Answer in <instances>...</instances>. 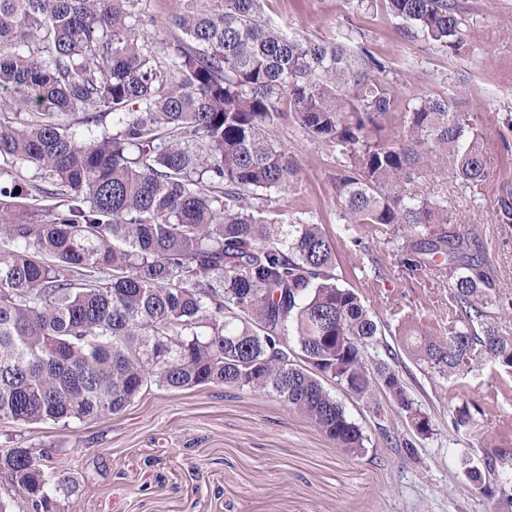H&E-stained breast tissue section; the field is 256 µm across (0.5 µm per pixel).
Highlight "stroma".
Here are the masks:
<instances>
[{
  "instance_id": "35a3bbf8",
  "label": "stroma",
  "mask_w": 512,
  "mask_h": 512,
  "mask_svg": "<svg viewBox=\"0 0 512 512\" xmlns=\"http://www.w3.org/2000/svg\"><path fill=\"white\" fill-rule=\"evenodd\" d=\"M467 19L459 53L410 34L402 19L374 0H265L273 23L325 40L366 45L390 63L388 82L400 99L462 93L485 140L488 178L481 189L439 181L447 189L454 226L476 233L485 271L496 292L512 293V224L500 221L499 201L512 194V0H458ZM275 139L298 164L292 188L258 200L265 214L324 225L337 238L336 273L356 289L383 335L368 346L378 362L397 351V368L411 396L433 424L415 435L404 417L389 434L376 427L370 404L343 389L335 395L369 438L366 454L346 453L306 419L273 398L213 386L150 389L121 414L62 425L0 423V448L26 442L54 447L55 470L83 478L87 487L69 512H491L492 502L467 479L501 453H512V394L498 395L499 371L481 360L474 371L443 377L402 351L395 330L408 319L445 335L450 277L431 270L409 275L399 264L411 245L405 234L366 239L359 252L340 234L332 189L335 148L310 140L293 124ZM380 258L373 271L369 255ZM461 387L477 405L468 428L455 429L448 390Z\"/></svg>"
}]
</instances>
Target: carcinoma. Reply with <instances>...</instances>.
Instances as JSON below:
<instances>
[{"instance_id": "obj_1", "label": "carcinoma", "mask_w": 512, "mask_h": 512, "mask_svg": "<svg viewBox=\"0 0 512 512\" xmlns=\"http://www.w3.org/2000/svg\"><path fill=\"white\" fill-rule=\"evenodd\" d=\"M451 50L455 0H373ZM138 0H0V421L63 425L116 415L155 387L217 385L269 395L352 453L367 437L330 386L345 387L386 432L391 399L432 433L399 371L370 362L382 329L338 282L336 239L310 219L254 214L288 191L297 165L272 133L291 120L341 156L339 218L359 232L414 237L403 264L453 278V324L401 327L406 351L463 375L479 358L512 388V295L492 292L455 231L449 174L486 180L477 116L459 95L401 101L389 63L366 46L316 41L266 20L263 0H206L171 14L159 49ZM288 102L289 110L282 108ZM24 112L15 123L9 115ZM81 114L80 131L60 122ZM112 115V132L102 129ZM398 126L388 130L392 118ZM50 448H0V512H67L84 487ZM468 479L501 494L512 457Z\"/></svg>"}]
</instances>
